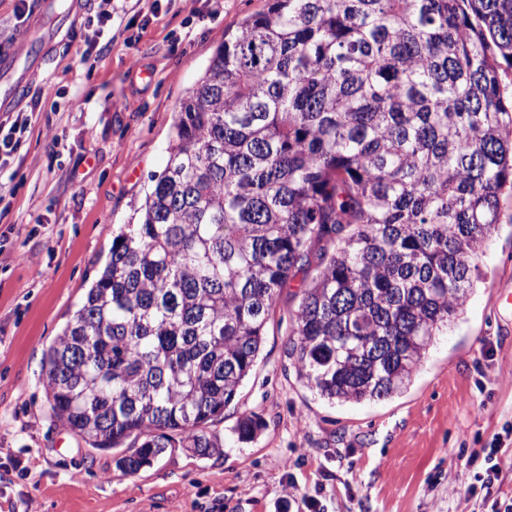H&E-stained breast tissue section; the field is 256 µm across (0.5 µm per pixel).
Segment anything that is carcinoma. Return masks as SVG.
Instances as JSON below:
<instances>
[{
	"instance_id": "obj_1",
	"label": "carcinoma",
	"mask_w": 512,
	"mask_h": 512,
	"mask_svg": "<svg viewBox=\"0 0 512 512\" xmlns=\"http://www.w3.org/2000/svg\"><path fill=\"white\" fill-rule=\"evenodd\" d=\"M512 0H267L180 104L136 224L44 351L53 414L135 473L206 431L313 239L297 377L331 403L408 388L472 291L512 189ZM262 423L243 416L238 439Z\"/></svg>"
}]
</instances>
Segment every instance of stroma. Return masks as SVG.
Returning a JSON list of instances; mask_svg holds the SVG:
<instances>
[{
    "mask_svg": "<svg viewBox=\"0 0 512 512\" xmlns=\"http://www.w3.org/2000/svg\"><path fill=\"white\" fill-rule=\"evenodd\" d=\"M98 4L71 15L56 0L47 15L51 27L68 18L74 34L27 71L18 108L31 124L12 176L0 178V512H487L454 451H481L512 422V304L496 301L512 293L507 191L469 299L400 395L334 404L298 379L286 344L320 241L281 292L239 394L208 425L221 454L178 448L127 474L119 450L92 448L53 415L44 350L97 278L113 232L137 223L179 105L225 31L266 0H217L212 15L203 0H117L123 21L105 31ZM95 37L105 49L87 72L75 49ZM75 93L82 109L68 106ZM245 413L264 426L242 442Z\"/></svg>",
    "mask_w": 512,
    "mask_h": 512,
    "instance_id": "obj_1",
    "label": "stroma"
}]
</instances>
